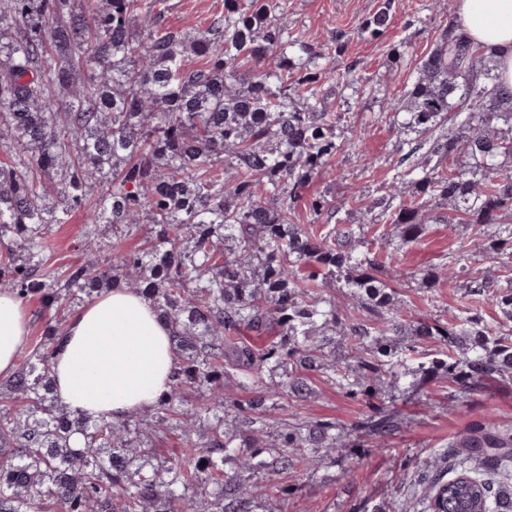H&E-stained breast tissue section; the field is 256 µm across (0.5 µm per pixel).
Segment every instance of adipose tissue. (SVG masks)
<instances>
[{"label": "adipose tissue", "instance_id": "adipose-tissue-1", "mask_svg": "<svg viewBox=\"0 0 512 512\" xmlns=\"http://www.w3.org/2000/svg\"><path fill=\"white\" fill-rule=\"evenodd\" d=\"M469 40L494 56L499 80L512 88V0H455ZM29 334L17 297L0 292V378L17 368ZM170 326L152 302L127 288L102 293L78 309L52 361L55 395L87 419L115 422L153 408L168 391L177 361Z\"/></svg>", "mask_w": 512, "mask_h": 512}]
</instances>
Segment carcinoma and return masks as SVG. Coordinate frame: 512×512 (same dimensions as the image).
<instances>
[{"mask_svg":"<svg viewBox=\"0 0 512 512\" xmlns=\"http://www.w3.org/2000/svg\"><path fill=\"white\" fill-rule=\"evenodd\" d=\"M136 10V0H0V289L23 303L38 297L44 324L0 381V512H247L257 473L315 467L310 449L328 456L342 434L334 421L285 418L262 436L256 424L279 398L265 379L273 369L288 371L296 402L316 372L353 398L409 372L448 373L461 399L512 378V334L472 308L446 320L394 310L386 263L362 225L338 220L316 233L294 223V203L344 147L337 130L349 113L328 111L322 88L351 84L313 44L289 37L288 0H224V16L203 32L147 20L138 30ZM389 13L382 3L361 34L382 35ZM192 56L206 66H190ZM416 69L391 106L416 137L402 143L368 213L407 245L422 233L425 200L448 202L444 221L496 239V275L461 255L423 271V286L464 274L466 295L512 322V89L454 21ZM309 208L335 215L320 194ZM80 209L94 254L59 272L50 228ZM99 224L112 243L98 241ZM141 228L142 244L122 248ZM122 282L170 323L178 369L151 410L82 419L54 395L57 341L75 308ZM327 283L361 297L362 318L342 324L349 363L314 339L339 324L336 300L318 291ZM242 329L275 340L255 349L235 339ZM398 336L430 339L439 356L410 369L416 346ZM236 374L255 398L225 392ZM357 428L363 445L382 448L397 410L373 403ZM171 431L185 460L153 463ZM229 455L242 460L233 474ZM448 457L446 470L421 462L428 512H512V433L477 423Z\"/></svg>","mask_w":512,"mask_h":512,"instance_id":"1","label":"carcinoma"}]
</instances>
